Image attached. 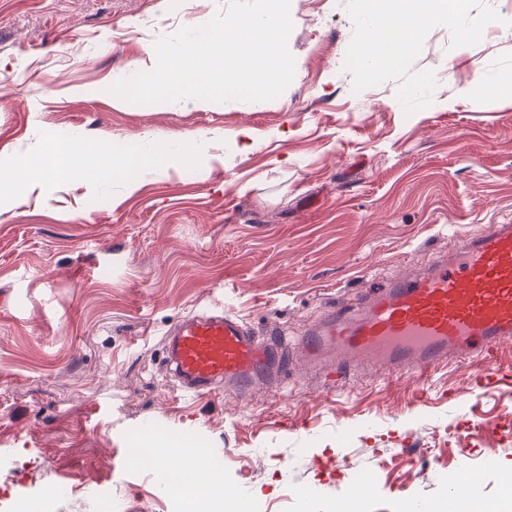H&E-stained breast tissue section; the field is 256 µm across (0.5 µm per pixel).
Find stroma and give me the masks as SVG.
<instances>
[{
  "label": "stroma",
  "instance_id": "35a3bbf8",
  "mask_svg": "<svg viewBox=\"0 0 512 512\" xmlns=\"http://www.w3.org/2000/svg\"><path fill=\"white\" fill-rule=\"evenodd\" d=\"M229 0H0V160L53 135L111 136L203 161L117 177L44 181L0 207V512L56 490L53 512H182L136 461L133 435L185 445L223 467L251 512H335L357 477L361 512H420L449 473L480 471L498 501L512 473V340L494 381L472 365L427 378L351 371L338 388L292 355L286 380L186 397L162 337L224 305L256 336H297L329 307L456 246L466 225L512 219V0H467L493 26L463 38L439 19L409 63L367 76L351 62L362 0H291L294 78L276 99L134 104L110 94L151 69L155 40ZM134 191H127V184ZM335 463L321 472L318 460Z\"/></svg>",
  "mask_w": 512,
  "mask_h": 512
}]
</instances>
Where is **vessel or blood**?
<instances>
[{"mask_svg": "<svg viewBox=\"0 0 512 512\" xmlns=\"http://www.w3.org/2000/svg\"><path fill=\"white\" fill-rule=\"evenodd\" d=\"M512 339V224L479 226L460 247L308 322L297 345L309 366L346 373L373 364L427 377L448 360L488 362ZM164 362L184 394L232 391L288 371L284 344L258 340L235 312L179 319L163 336Z\"/></svg>", "mask_w": 512, "mask_h": 512, "instance_id": "1", "label": "vessel or blood"}]
</instances>
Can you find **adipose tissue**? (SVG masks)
I'll return each mask as SVG.
<instances>
[{
	"instance_id": "adipose-tissue-1",
	"label": "adipose tissue",
	"mask_w": 512,
	"mask_h": 512,
	"mask_svg": "<svg viewBox=\"0 0 512 512\" xmlns=\"http://www.w3.org/2000/svg\"><path fill=\"white\" fill-rule=\"evenodd\" d=\"M367 13L372 19L370 46L357 48L353 60L371 74L407 64L415 30L433 19H447L466 37L491 24L490 19L469 15L465 0H367ZM171 159L166 147L156 146L152 153L141 154L121 149L110 138L91 150L77 143L54 142L38 158H18L9 167L0 168V187L34 186L47 179L115 177L128 165L149 167ZM137 460L144 466L168 471L178 478L184 491L213 498L224 495L223 481L190 450L177 449L162 458L147 448L138 453Z\"/></svg>"
}]
</instances>
